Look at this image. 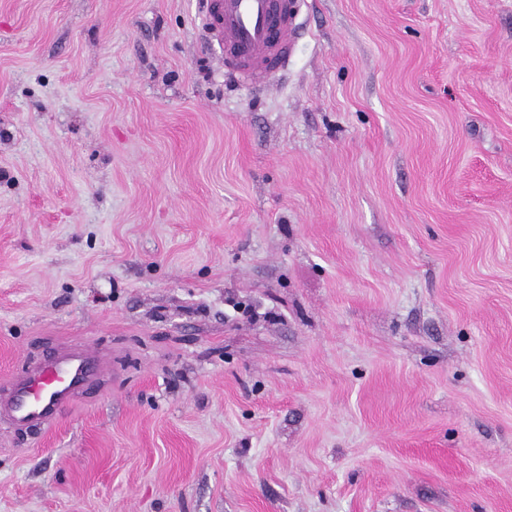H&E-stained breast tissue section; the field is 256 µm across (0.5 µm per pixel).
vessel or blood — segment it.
Segmentation results:
<instances>
[{
    "label": "vessel or blood",
    "mask_w": 512,
    "mask_h": 512,
    "mask_svg": "<svg viewBox=\"0 0 512 512\" xmlns=\"http://www.w3.org/2000/svg\"><path fill=\"white\" fill-rule=\"evenodd\" d=\"M200 12L230 72L262 84L284 66L297 34L296 0H200ZM108 368V358L89 347L60 349L0 382V420L16 430H48Z\"/></svg>",
    "instance_id": "vessel-or-blood-1"
}]
</instances>
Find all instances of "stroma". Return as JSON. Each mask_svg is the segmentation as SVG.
<instances>
[{"instance_id":"1","label":"stroma","mask_w":512,"mask_h":512,"mask_svg":"<svg viewBox=\"0 0 512 512\" xmlns=\"http://www.w3.org/2000/svg\"><path fill=\"white\" fill-rule=\"evenodd\" d=\"M0 0V512H512V0ZM207 40L224 54V68L265 83L281 69L297 34V0H199ZM108 369V358L89 347L61 348L27 372L0 383V420L6 418L15 430H48Z\"/></svg>"}]
</instances>
